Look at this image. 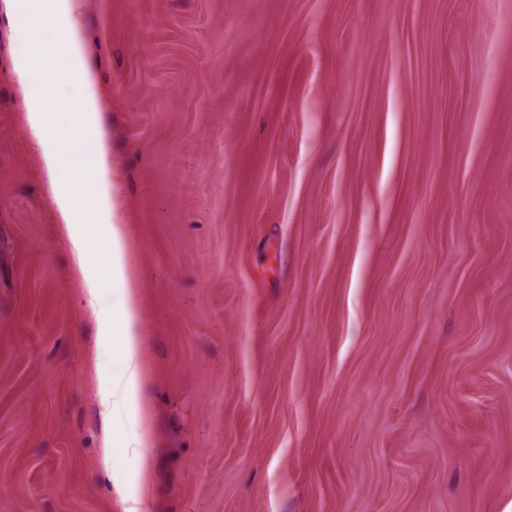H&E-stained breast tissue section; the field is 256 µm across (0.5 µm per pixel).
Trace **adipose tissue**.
<instances>
[{
  "mask_svg": "<svg viewBox=\"0 0 512 512\" xmlns=\"http://www.w3.org/2000/svg\"><path fill=\"white\" fill-rule=\"evenodd\" d=\"M12 17L21 31L13 70L21 79L37 74L65 86V93L30 94L27 118L49 175L53 204L62 221L61 234L72 250L85 294L98 325L100 344H111L119 366L99 395L104 419L123 418L131 428L125 446L141 457L150 445L140 407L141 339L136 327L140 299L126 260L127 232L115 208L112 154L100 123V112L85 64L78 0H12ZM57 36L48 49L46 30ZM69 114L59 128L56 118ZM86 150L73 160L71 147ZM106 263H98L99 251Z\"/></svg>",
  "mask_w": 512,
  "mask_h": 512,
  "instance_id": "adipose-tissue-1",
  "label": "adipose tissue"
}]
</instances>
